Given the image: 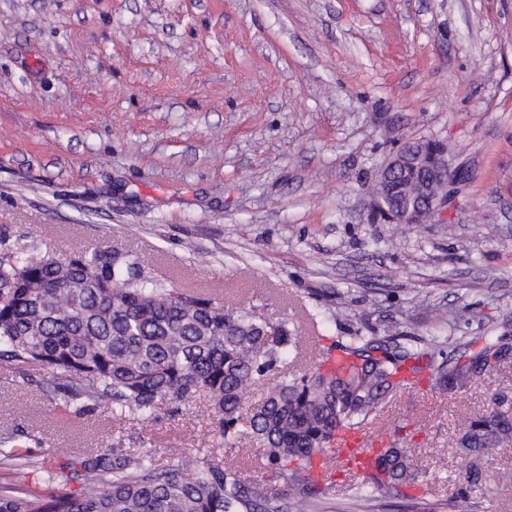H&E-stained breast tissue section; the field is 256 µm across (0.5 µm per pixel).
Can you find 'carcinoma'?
Wrapping results in <instances>:
<instances>
[{
    "label": "carcinoma",
    "mask_w": 512,
    "mask_h": 512,
    "mask_svg": "<svg viewBox=\"0 0 512 512\" xmlns=\"http://www.w3.org/2000/svg\"><path fill=\"white\" fill-rule=\"evenodd\" d=\"M336 348L344 363L332 367L324 353L301 375L273 383L250 408L245 390L301 350L288 321L271 323L255 308L229 312L216 297L143 276L132 255L112 249L61 262L48 252L0 248V356L45 371L59 409L149 417L162 401L186 404L204 392L215 434L239 456L254 440L264 445L275 476L287 478L302 502L323 493L309 474L313 456L332 458L340 430L374 424L404 385L400 375L422 371L423 354L392 338L357 333ZM511 360V345L487 337L467 360L435 368L436 385L453 390ZM509 444L512 405L505 398L461 424L457 448L472 465L466 490L448 500L451 512H470L478 463ZM31 465L0 439V468L13 475L0 485V512H288L279 497L243 482L237 468L200 453L165 468L151 451L131 460L106 448L78 462L75 492L61 488L69 465L42 462L40 488L21 478ZM361 478L367 489L398 497L421 472L390 445Z\"/></svg>",
    "instance_id": "obj_1"
}]
</instances>
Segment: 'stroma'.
<instances>
[{"instance_id":"obj_1","label":"stroma","mask_w":512,"mask_h":512,"mask_svg":"<svg viewBox=\"0 0 512 512\" xmlns=\"http://www.w3.org/2000/svg\"><path fill=\"white\" fill-rule=\"evenodd\" d=\"M410 138L446 142L460 178L433 223H374L371 185ZM0 241L62 262L111 247L293 322L304 351L274 381L355 332L437 360L512 337V0H0ZM45 381L0 359V435L34 460L201 452L297 512L262 445L242 461L214 435L207 396L75 417ZM498 396L512 363L390 397L370 430L423 483L371 512H448L468 471L457 425ZM348 482L327 474L313 512H364ZM473 502L512 512V445L482 461Z\"/></svg>"}]
</instances>
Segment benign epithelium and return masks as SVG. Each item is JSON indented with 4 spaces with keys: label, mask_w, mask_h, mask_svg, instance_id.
<instances>
[{
    "label": "benign epithelium",
    "mask_w": 512,
    "mask_h": 512,
    "mask_svg": "<svg viewBox=\"0 0 512 512\" xmlns=\"http://www.w3.org/2000/svg\"><path fill=\"white\" fill-rule=\"evenodd\" d=\"M454 177L446 143L409 140L378 172L372 218L377 223L426 224L448 203V186Z\"/></svg>",
    "instance_id": "benign-epithelium-1"
}]
</instances>
